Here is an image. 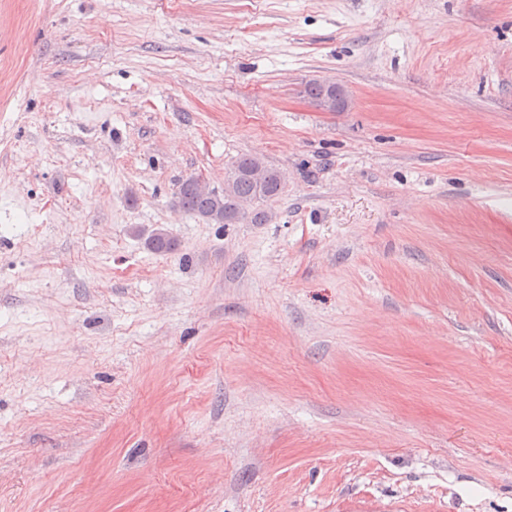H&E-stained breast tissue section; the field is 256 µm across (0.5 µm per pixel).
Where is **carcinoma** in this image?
I'll use <instances>...</instances> for the list:
<instances>
[{
  "mask_svg": "<svg viewBox=\"0 0 512 512\" xmlns=\"http://www.w3.org/2000/svg\"><path fill=\"white\" fill-rule=\"evenodd\" d=\"M284 176L260 157L243 155L233 161L224 178V189L216 190L199 178L181 181L175 206L209 224H267L272 214L263 202L277 196ZM145 245L157 254L177 251L178 243L161 226L148 232Z\"/></svg>",
  "mask_w": 512,
  "mask_h": 512,
  "instance_id": "carcinoma-1",
  "label": "carcinoma"
}]
</instances>
